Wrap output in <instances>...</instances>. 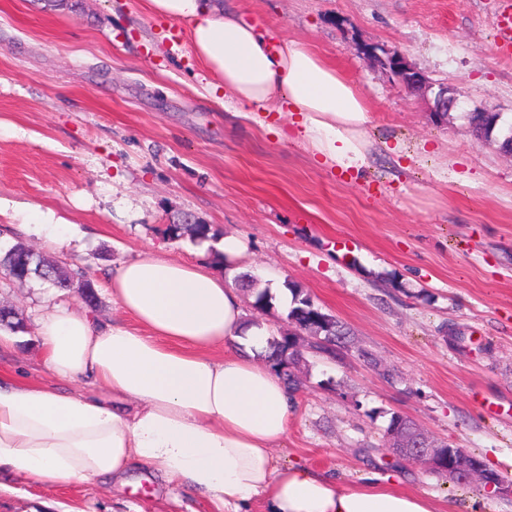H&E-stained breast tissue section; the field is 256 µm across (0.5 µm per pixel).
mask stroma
<instances>
[{"label":"stroma","instance_id":"obj_1","mask_svg":"<svg viewBox=\"0 0 512 512\" xmlns=\"http://www.w3.org/2000/svg\"><path fill=\"white\" fill-rule=\"evenodd\" d=\"M277 39L302 41L367 96L369 164L346 177L234 112L191 49L187 24L149 15L145 0H0V197L38 203L79 224L65 251L16 235L45 258L83 267L92 312L135 327L112 301L119 265L162 249L200 262L173 224L232 234L245 252L223 275L251 274L276 297L249 317L287 333L299 285L350 331L336 358L300 366L288 439L278 463L299 461L348 486L379 476L433 496L441 512H512V496L462 488L386 454L391 413L512 477V56L494 39L497 0H224ZM403 52L458 99L448 123L363 53ZM500 115L481 144L467 113ZM399 139L402 156L382 141ZM77 289L0 273V307L22 318V343L0 371L56 383L32 330L49 307L81 303ZM0 512H214L206 497L142 466L126 482L96 478L53 488L0 475Z\"/></svg>","mask_w":512,"mask_h":512}]
</instances>
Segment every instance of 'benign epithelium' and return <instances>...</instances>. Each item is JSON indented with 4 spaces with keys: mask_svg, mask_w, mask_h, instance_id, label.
I'll use <instances>...</instances> for the list:
<instances>
[{
    "mask_svg": "<svg viewBox=\"0 0 512 512\" xmlns=\"http://www.w3.org/2000/svg\"><path fill=\"white\" fill-rule=\"evenodd\" d=\"M367 58L389 71L406 88L429 102V112L443 121L456 104V98L448 95V87H434L423 71L409 63L404 53L388 51L378 46L365 48ZM384 447L403 459L419 463L432 471H438L457 483H481L496 488L501 494L512 495V480L485 468L483 463L463 448H453L433 440L417 425L404 416L399 417L385 434Z\"/></svg>",
    "mask_w": 512,
    "mask_h": 512,
    "instance_id": "benign-epithelium-1",
    "label": "benign epithelium"
}]
</instances>
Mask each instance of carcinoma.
Listing matches in <instances>:
<instances>
[{
	"mask_svg": "<svg viewBox=\"0 0 512 512\" xmlns=\"http://www.w3.org/2000/svg\"><path fill=\"white\" fill-rule=\"evenodd\" d=\"M499 114L496 112H471L469 121L477 135L486 142H492V133ZM168 231L174 237L184 233L195 240L208 237L209 229L205 224H173ZM0 268L7 272L14 281L23 283L34 276L50 280L61 288H75L79 283L89 284L84 274L75 272L58 263L49 262L37 257L20 246H15L0 254ZM285 287L291 294V303L286 314V321L297 330L309 333L307 343L309 352L315 355H330L336 353L332 346L336 336H348L345 325L335 317L321 311L315 306L310 297L293 282H286ZM273 349L272 366L295 393L301 380L294 374L296 363L303 358V352L296 348L292 338L283 336L270 342Z\"/></svg>",
	"mask_w": 512,
	"mask_h": 512,
	"instance_id": "1",
	"label": "carcinoma"
}]
</instances>
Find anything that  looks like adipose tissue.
Instances as JSON below:
<instances>
[{"instance_id":"1","label":"adipose tissue","mask_w":512,"mask_h":512,"mask_svg":"<svg viewBox=\"0 0 512 512\" xmlns=\"http://www.w3.org/2000/svg\"><path fill=\"white\" fill-rule=\"evenodd\" d=\"M157 18L188 23L194 54L249 112L298 114L295 140L330 168L368 164L362 91L307 45L271 34L222 0H147ZM57 250L73 223L36 203L0 198V217ZM113 302L140 331L61 303L35 324L45 368L92 378L62 393L0 373V472L45 487L119 477L138 462L206 495L216 512H439L430 498L376 481L345 486L294 463L277 465L293 397L265 359L268 332L247 319L238 289L201 265L147 251L113 276ZM244 353H235V346ZM224 346V359L210 356Z\"/></svg>"}]
</instances>
